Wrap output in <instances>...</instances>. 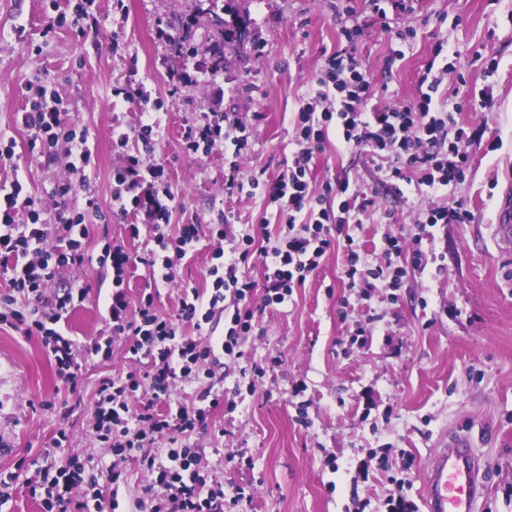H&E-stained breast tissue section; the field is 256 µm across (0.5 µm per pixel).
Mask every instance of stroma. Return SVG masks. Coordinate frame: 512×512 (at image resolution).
I'll list each match as a JSON object with an SVG mask.
<instances>
[{
  "mask_svg": "<svg viewBox=\"0 0 512 512\" xmlns=\"http://www.w3.org/2000/svg\"><path fill=\"white\" fill-rule=\"evenodd\" d=\"M113 0H87L86 15L73 26L72 0H0V137L13 140V165H0V183L23 179L27 191L54 211L57 183L71 179L69 158L58 149L46 160L29 147L17 114L27 102L26 87L39 78L54 81L67 102L68 123L88 128L96 167L91 192L101 215L88 224L87 261L58 270L47 296L82 286L61 330L82 341L108 336L107 309L112 278L95 262L105 238L143 252L144 240L124 235L132 216L113 213L114 169L121 151L112 143L115 122L136 124L133 104L114 98L113 86L142 81L162 105L166 131L147 164L163 161L164 177L178 198L173 224L206 225L232 213L234 225L253 227L257 245L277 237V221L261 224L260 200L238 201L224 194V152L191 157L182 150L188 128L198 126L213 104L252 130L238 159L243 176L275 178L292 151L295 119L325 53L342 45L330 0H233L250 20L253 47L228 57L216 82L190 83L172 90L175 67L210 65L206 47L213 32L195 28V57L179 58L157 28L178 33L189 16V0H125L119 15ZM363 35L355 46L373 83L387 86L392 102L415 90L418 71L437 40L456 67L440 93L462 103L466 90L491 86V106H464L462 120L487 124L498 139L494 151H477L463 182L455 188L473 214L469 224H441L423 241L425 270L409 271L398 287L377 288L370 296L346 286L345 257L334 250L321 258L303 287L280 305L254 301L255 327L242 338V359L221 356L213 375L178 383L174 404L200 405L207 390L226 400L209 417L210 430L188 438L206 471L224 474V494L249 490L251 502L225 504L224 512H385L392 490L380 460L401 471L411 458L408 497L427 512L424 478L440 448L468 435L487 467L479 512H512V246L496 231L498 200L512 184V0H416L400 13L417 37L405 59L386 67L388 36L371 6L357 4ZM125 49L112 50L113 40ZM495 60L486 75L484 59ZM349 178L372 195L395 224L366 221L354 228L363 251L379 255L386 233L409 235L418 196L404 199L381 180L378 164L365 152L329 136L316 161L315 182ZM214 247L201 238L175 278L160 286L158 310L177 314L185 285L206 289L205 274ZM265 367L252 379L245 366ZM122 341L112 355L83 362L76 383L62 378L41 340L0 324V474L17 479L0 512H45L25 485L34 470L52 462L47 451L66 433L68 451L80 460H111L112 451L88 432L102 378L129 370Z\"/></svg>",
  "mask_w": 512,
  "mask_h": 512,
  "instance_id": "1",
  "label": "stroma"
}]
</instances>
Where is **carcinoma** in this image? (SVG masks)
I'll use <instances>...</instances> for the list:
<instances>
[{
  "label": "carcinoma",
  "mask_w": 512,
  "mask_h": 512,
  "mask_svg": "<svg viewBox=\"0 0 512 512\" xmlns=\"http://www.w3.org/2000/svg\"><path fill=\"white\" fill-rule=\"evenodd\" d=\"M224 11L225 7L219 6L218 0H208L206 4L202 3V0H196L194 12L190 15L189 21L180 33L177 52L180 54L194 52L193 27L200 17L204 18L206 23L216 32L215 40L207 48L215 63V69L219 70L224 66L226 51L229 50L235 54L246 51L249 45L247 20H242V25L230 31L225 26Z\"/></svg>",
  "instance_id": "cac0c4a2"
}]
</instances>
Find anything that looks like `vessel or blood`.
Returning <instances> with one entry per match:
<instances>
[{"mask_svg":"<svg viewBox=\"0 0 512 512\" xmlns=\"http://www.w3.org/2000/svg\"><path fill=\"white\" fill-rule=\"evenodd\" d=\"M478 470V457L466 437L441 449L426 474L427 512H478L484 493Z\"/></svg>","mask_w":512,"mask_h":512,"instance_id":"1","label":"vessel or blood"}]
</instances>
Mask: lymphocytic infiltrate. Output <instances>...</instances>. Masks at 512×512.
Masks as SVG:
<instances>
[{"label": "lymphocytic infiltrate", "mask_w": 512, "mask_h": 512, "mask_svg": "<svg viewBox=\"0 0 512 512\" xmlns=\"http://www.w3.org/2000/svg\"><path fill=\"white\" fill-rule=\"evenodd\" d=\"M355 14V0H336V22L345 45L326 58L309 89L298 112L295 148L281 172L273 179L244 178L234 164L225 178L228 194L261 199L287 229L283 245L272 248L260 283L245 271L255 243L250 228L240 230L237 254L230 258L220 246L230 230L228 216H221L219 223L206 230L192 223L169 233L176 197L164 179L163 164L147 166L141 159L142 153L154 152L162 138L160 106L151 102L142 82L130 79L113 87V96L135 104L140 118L137 126L112 129L115 144L123 151V162L113 174L112 209L140 215V224L129 227L131 238H139L141 228L151 231L154 246L144 263L157 283L173 280L178 261L194 251L201 232H208L216 244L215 262L207 269L211 288L206 292L185 288L175 316L160 314L150 293L137 309H130L123 285L135 257L124 246L103 245L98 263L112 271L108 308L112 333L124 337L132 360L147 359L151 366L142 373L132 370L99 383L90 431L111 448L108 465L97 467L89 477L85 463L62 454L27 481L29 493L41 499L46 512H117L120 464L132 455L153 475L158 491L134 500L131 512H224L223 480L202 474L197 451L185 442L188 434L207 428L219 397H212L208 406H181L173 413L157 412L158 402L169 398L177 380L194 378L206 362H218L223 354L241 358L240 339L253 328L254 295L262 294L268 306L283 304L328 251L339 248L346 253L348 288H367L374 282L395 288L407 269L396 265V258L407 254L412 267H426L421 243L430 228L470 223L465 200L449 197L448 189L464 180L472 149H494V139L487 137L486 126L465 127L459 118L460 105H449L439 97L449 70L435 59L419 72L415 92L405 103L376 98L371 72L354 51L362 35L361 27L352 21ZM64 110L56 84L46 81L29 98L21 124L31 148L43 157H53L58 146H66L70 167L80 174L78 181L57 184V195L66 199L77 190H88L85 174L94 166L95 156L88 130L65 122ZM333 130L345 148L378 159L380 171L396 192L411 189L428 200L414 215L411 239L385 235L379 248L381 260L375 264L369 263L352 234L353 225L364 214L377 210L374 198L346 178L317 188L312 185L315 158ZM250 137V129L231 113L215 110L207 113L202 125L186 131L183 146L191 155L229 146L239 154L247 149ZM97 211L90 197L84 208L63 206L49 214L20 181L0 185V267L14 271L8 292L0 293V322L39 337L59 374L69 381L76 378L78 353L93 357L102 346L96 340L81 346L63 336L59 324L74 304V292L68 289L50 298L45 288L59 268L83 264L86 221ZM56 225L70 233L62 249L49 243ZM224 315L229 323L223 336H205V328L215 327ZM186 323L192 324L194 335L183 332ZM144 387L151 392L145 401L138 395ZM163 438L168 448L157 449V441Z\"/></svg>", "instance_id": "f902f5d3"}]
</instances>
